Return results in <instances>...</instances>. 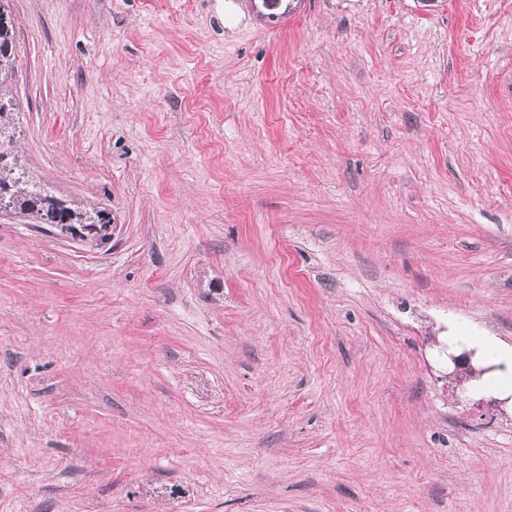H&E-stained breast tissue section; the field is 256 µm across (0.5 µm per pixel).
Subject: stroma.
Here are the masks:
<instances>
[{
  "instance_id": "obj_1",
  "label": "stroma",
  "mask_w": 512,
  "mask_h": 512,
  "mask_svg": "<svg viewBox=\"0 0 512 512\" xmlns=\"http://www.w3.org/2000/svg\"><path fill=\"white\" fill-rule=\"evenodd\" d=\"M0 7V512H512V0ZM6 22L0 12V84L7 78L16 60L17 46L13 36V27ZM16 104L11 98H4L0 93V209H11L32 217L39 224H54L61 232L76 234L81 237H99L108 226L102 212H88L68 206L65 202L49 195L41 185L31 180L26 170L18 164L15 157L4 149V143L12 142L13 132L9 127L8 117L15 112ZM28 175V176H27ZM78 227H77V225Z\"/></svg>"
}]
</instances>
